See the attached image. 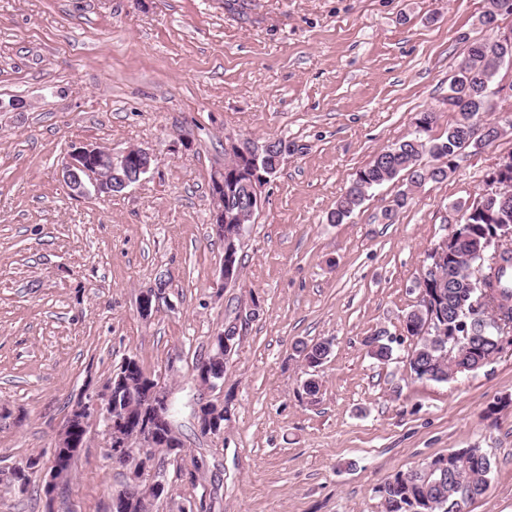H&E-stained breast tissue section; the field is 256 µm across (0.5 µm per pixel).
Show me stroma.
Returning a JSON list of instances; mask_svg holds the SVG:
<instances>
[{
    "mask_svg": "<svg viewBox=\"0 0 512 512\" xmlns=\"http://www.w3.org/2000/svg\"><path fill=\"white\" fill-rule=\"evenodd\" d=\"M484 0H0V469L41 456L85 390L122 359L162 372L188 455L211 464L213 512H385L380 486L456 448L492 462L469 512H512V354L447 383L411 377L403 320L431 247L487 187L512 130L465 149L440 183L397 177L344 223L328 220L357 170L435 116L460 118L448 84L469 42L490 38ZM22 108H12V101ZM280 138L290 153L222 287L211 230L224 137ZM145 147L149 173L110 197L58 176L72 146ZM407 205L393 209L400 191ZM165 280L150 320L141 290ZM259 312L224 368L234 397L221 439L191 409L194 365L249 298ZM386 332L381 363L366 341ZM332 340L305 398L298 342ZM97 427L53 506L42 474L0 512H112L125 467Z\"/></svg>",
    "mask_w": 512,
    "mask_h": 512,
    "instance_id": "obj_1",
    "label": "stroma"
}]
</instances>
